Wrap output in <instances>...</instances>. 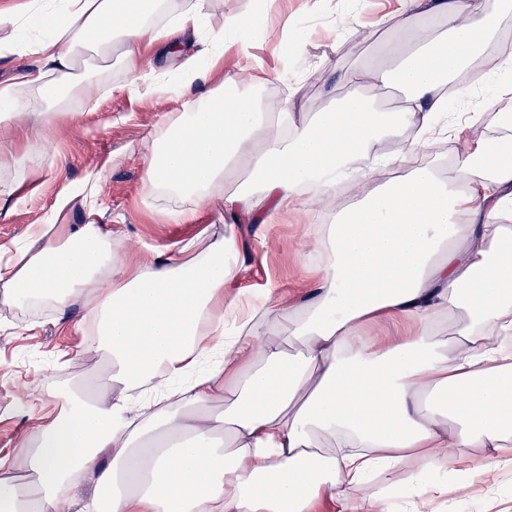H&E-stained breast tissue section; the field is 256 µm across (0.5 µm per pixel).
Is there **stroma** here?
Wrapping results in <instances>:
<instances>
[{
  "label": "stroma",
  "instance_id": "stroma-1",
  "mask_svg": "<svg viewBox=\"0 0 512 512\" xmlns=\"http://www.w3.org/2000/svg\"><path fill=\"white\" fill-rule=\"evenodd\" d=\"M402 21L400 0H277L269 17L238 33L245 51L225 52L224 73L254 66L255 76L265 79L280 102L308 118L346 94L339 74L360 71L379 58ZM292 27L305 39L286 56L282 44ZM369 30L376 32L375 41L363 39ZM199 38V33L185 32L175 57L161 43L144 53L155 73L165 74L175 86L181 61L195 53ZM87 60L92 69L87 93L72 104L77 118L56 138L44 158L42 177L27 195H13L10 189L26 157L40 145L18 136L16 126L0 124V150L5 153L0 161L6 166L0 174V244H25L38 224L87 223L83 190L93 182L98 221L119 232L128 265H137L150 248L175 251L192 241L201 249L227 236L237 244L241 268L226 284V296H258L272 286L295 301L300 287L317 275L312 254L316 227L331 205H297L279 212L272 223L257 224L226 214L217 202L195 223H173L164 201L144 182L136 152L143 139L159 133L173 104L132 88L120 61L109 64L92 54ZM85 320L79 301L62 311L34 314L0 297V459L18 453L32 416L52 412L56 401L90 381H107L112 369L104 357L71 353L79 341L74 328ZM32 321L37 327L31 331L27 325ZM439 512H512V470L482 485L476 501L448 496Z\"/></svg>",
  "mask_w": 512,
  "mask_h": 512
}]
</instances>
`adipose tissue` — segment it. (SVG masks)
<instances>
[{
  "label": "adipose tissue",
  "instance_id": "ef3b65f1",
  "mask_svg": "<svg viewBox=\"0 0 512 512\" xmlns=\"http://www.w3.org/2000/svg\"><path fill=\"white\" fill-rule=\"evenodd\" d=\"M390 44L396 64L361 76L402 90L388 112L345 95L311 118L265 112L256 80L237 74L203 92L224 66L230 35L200 40L176 92L179 110L145 145V181L189 224L222 201L234 215L271 216L300 197L359 196L323 225L319 276L298 302L277 289L225 298L239 271L233 238L192 257L152 250L128 268L111 225L47 224L0 259V293L21 309L83 298L95 322L79 354L108 356L103 391L78 389L36 419L21 452L0 465V512H436L448 494L474 496L477 476L512 463V114L502 134L474 137L450 112L472 97L460 82L499 29L504 0H434L437 33L417 24L422 0ZM145 0H28L0 11V49L40 68L0 81V118L52 145L74 119L70 95L83 49L121 46L132 79L144 42L197 29L206 0H177L147 19ZM36 39H28V32ZM415 128L406 137L407 128ZM467 149L449 178L422 158L438 136ZM384 138L400 142L405 177L366 166ZM288 313V340L273 319ZM386 320L402 336H373ZM223 398L224 410H210ZM421 459L401 483L404 459Z\"/></svg>",
  "mask_w": 512,
  "mask_h": 512
}]
</instances>
